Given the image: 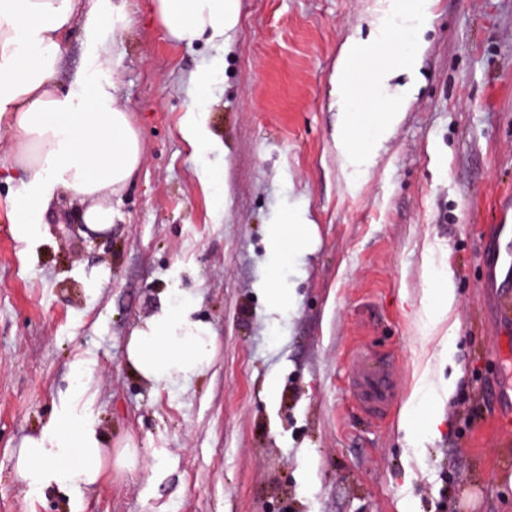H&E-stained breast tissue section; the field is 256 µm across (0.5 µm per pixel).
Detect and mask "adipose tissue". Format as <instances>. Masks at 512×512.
Masks as SVG:
<instances>
[{"label":"adipose tissue","instance_id":"ef3b65f1","mask_svg":"<svg viewBox=\"0 0 512 512\" xmlns=\"http://www.w3.org/2000/svg\"><path fill=\"white\" fill-rule=\"evenodd\" d=\"M150 8L168 37L188 44L211 42L234 30L240 0H151ZM80 28L88 46L84 73L68 88L57 82L66 38ZM131 28L126 0H0V129L13 132L17 150L11 165L23 174L22 191L5 201L15 239L34 248L41 237L40 214L55 191L90 201L83 220L96 233L110 229L114 212L105 198L120 194L139 167L142 145L128 112L115 100L108 71L118 70V44ZM377 41L348 39L331 83L344 113L336 147L345 164L361 169L372 152L350 135L351 126L387 137L409 95L399 87L384 111H372L351 90V64L373 56ZM301 216L288 213L268 227V245L283 258L305 247ZM180 304L148 320L130 336L126 359L143 380L177 384L206 372L216 353L210 325ZM137 448L105 447L103 437L82 415L67 409L40 433L25 436L17 450L15 474L30 491L50 488L78 497L97 486L108 470L132 472Z\"/></svg>","mask_w":512,"mask_h":512}]
</instances>
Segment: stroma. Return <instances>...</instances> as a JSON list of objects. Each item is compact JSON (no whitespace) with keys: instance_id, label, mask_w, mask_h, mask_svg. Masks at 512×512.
Wrapping results in <instances>:
<instances>
[{"instance_id":"1","label":"stroma","mask_w":512,"mask_h":512,"mask_svg":"<svg viewBox=\"0 0 512 512\" xmlns=\"http://www.w3.org/2000/svg\"><path fill=\"white\" fill-rule=\"evenodd\" d=\"M240 5L227 43L188 46L131 0L115 96L142 161L109 231L90 232L86 202L59 191L27 252L0 209V512H512V438L492 425L512 408V358L485 354L512 324L483 264L485 227L512 218V0H432L416 88L360 180L336 149L330 77L391 0ZM206 63L216 74L198 96L190 80ZM194 103L200 150L180 133ZM296 210L308 245L283 259L267 228ZM273 268L295 307H268L259 285ZM440 273L458 302L428 329L422 299ZM188 300L217 337L212 368L140 380L130 335ZM358 349L395 363L387 420L349 389ZM426 369L453 392L410 431L400 409ZM79 379L94 399L78 413L111 447L138 448L142 468L79 499L30 492L16 450Z\"/></svg>"}]
</instances>
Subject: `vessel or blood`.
<instances>
[{"label":"vessel or blood","instance_id":"vessel-or-blood-1","mask_svg":"<svg viewBox=\"0 0 512 512\" xmlns=\"http://www.w3.org/2000/svg\"><path fill=\"white\" fill-rule=\"evenodd\" d=\"M351 390L370 416L384 417L398 396L393 362L388 356L358 352L351 358Z\"/></svg>","mask_w":512,"mask_h":512}]
</instances>
